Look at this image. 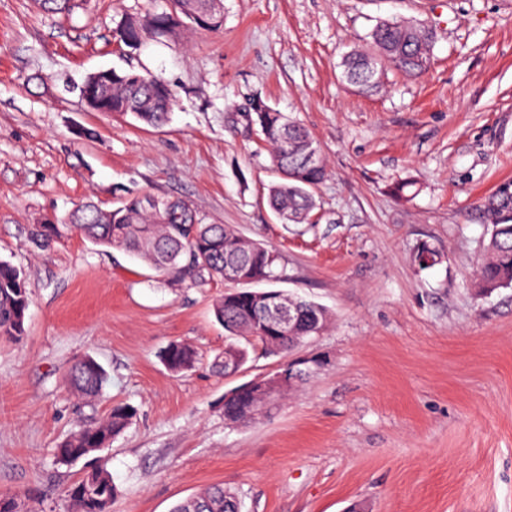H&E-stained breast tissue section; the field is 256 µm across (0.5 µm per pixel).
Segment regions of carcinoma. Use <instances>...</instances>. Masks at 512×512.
<instances>
[{
  "label": "carcinoma",
  "instance_id": "1",
  "mask_svg": "<svg viewBox=\"0 0 512 512\" xmlns=\"http://www.w3.org/2000/svg\"><path fill=\"white\" fill-rule=\"evenodd\" d=\"M48 12L72 11L75 0H36ZM209 0H172L168 11L147 12L125 19L119 26L121 41L130 49H139L146 35L164 37L180 26L206 31L222 26L223 19L210 14ZM433 31L415 20L389 18L378 22L369 33L367 47L344 55L341 66L344 80L360 89L378 86L382 67L387 65L408 76L423 73L430 65ZM163 78L133 70H112V80L98 87L97 111L125 112L147 126L164 124L176 103L160 85ZM256 123L264 140L272 147L273 163L282 181L269 188L268 204L283 218L304 220L316 208L314 190L325 175V163L317 141L299 123L281 112L261 107ZM483 223L490 226L475 281L480 294L512 286V192L501 187L484 198L479 206ZM62 225L69 236L87 239L98 246L117 248L146 264L157 275L177 284L196 285L207 279L224 280L230 264L239 267V275L251 282H277L287 276L279 252L247 240L223 224H205L185 201L153 211L141 205L140 195L129 196L123 206L112 210V219L98 218L94 203L83 202ZM59 236L54 224L33 229V242L41 247ZM412 260L418 269H430L442 262L441 253L427 242L417 246ZM280 301L296 309L297 330L286 336L275 331L261 333L255 322L253 291L232 290L216 300L213 314L224 327L227 342L224 354L232 355L243 366L249 349L261 347L268 355L285 356L295 345L323 332L330 314L323 306L306 299L278 292ZM30 305L22 271L0 261V338L17 341L25 335ZM164 365L174 373L191 368L196 351L185 343H171L162 356ZM68 387L81 399L93 401L103 392L107 375L93 359L80 358L66 374ZM128 404H115L101 421L79 426L58 448V458L77 462L110 446L112 437L121 433L135 416ZM224 419L232 422L251 420L248 405L236 400L224 402ZM117 489L112 476L100 465L67 490L71 512H110ZM172 512H241L235 492L218 484L197 496L178 503Z\"/></svg>",
  "mask_w": 512,
  "mask_h": 512
}]
</instances>
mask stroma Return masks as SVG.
<instances>
[{"label": "stroma", "instance_id": "1", "mask_svg": "<svg viewBox=\"0 0 512 512\" xmlns=\"http://www.w3.org/2000/svg\"><path fill=\"white\" fill-rule=\"evenodd\" d=\"M223 4L220 29L132 52L120 24L168 0H81L65 15L0 0V261L31 297L24 337L0 340V495L69 512L66 488L103 463L112 512H171L214 484L243 512H512V288L474 290L489 238L476 206L512 179V0ZM399 16L432 26L430 67L349 86L343 55ZM110 68L162 76L177 99L168 122L90 111L78 88ZM257 104L321 147L310 221L267 204L277 176ZM401 180L405 199L390 192ZM131 194L186 200L204 223L277 249L279 289L329 310L289 356L307 379L259 419L228 423L224 397L286 359L215 371L227 283L174 285L119 249L30 239L81 202L112 209ZM424 241L444 261L421 271ZM173 342L194 347L191 369L162 363ZM85 355L109 378L91 403L65 383ZM118 403L136 415L109 448L61 464L59 444Z\"/></svg>", "mask_w": 512, "mask_h": 512}]
</instances>
